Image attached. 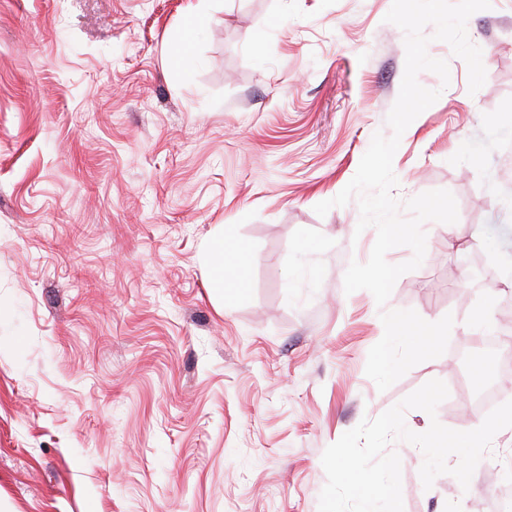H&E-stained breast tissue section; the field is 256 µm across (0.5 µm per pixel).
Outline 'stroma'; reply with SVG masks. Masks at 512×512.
<instances>
[{
  "label": "stroma",
  "instance_id": "1",
  "mask_svg": "<svg viewBox=\"0 0 512 512\" xmlns=\"http://www.w3.org/2000/svg\"><path fill=\"white\" fill-rule=\"evenodd\" d=\"M391 4L0 0V512H318L326 447L426 382L449 396L406 411L415 433L478 428L485 412L454 414L469 386L512 400V376L448 373L475 313L512 306V0L467 22L476 93L424 30L450 83L418 75L442 94L401 138L394 196L448 190L458 220L425 223L385 307L453 326L386 391L365 373L380 308L343 287L376 230L353 202L314 211L391 133ZM462 252L488 257L486 288L449 275ZM390 448L404 512H487L479 476L512 473V427L465 488H424L421 449Z\"/></svg>",
  "mask_w": 512,
  "mask_h": 512
}]
</instances>
